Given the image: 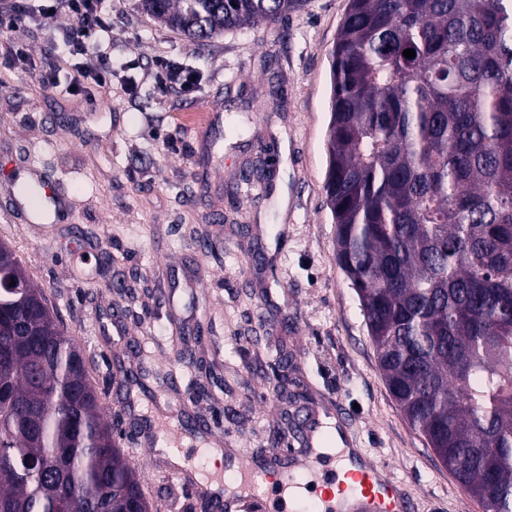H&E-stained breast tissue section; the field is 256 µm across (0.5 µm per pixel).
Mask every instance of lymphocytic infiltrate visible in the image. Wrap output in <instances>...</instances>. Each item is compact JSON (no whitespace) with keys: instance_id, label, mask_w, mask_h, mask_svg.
Segmentation results:
<instances>
[{"instance_id":"lymphocytic-infiltrate-1","label":"lymphocytic infiltrate","mask_w":512,"mask_h":512,"mask_svg":"<svg viewBox=\"0 0 512 512\" xmlns=\"http://www.w3.org/2000/svg\"><path fill=\"white\" fill-rule=\"evenodd\" d=\"M106 0H7L0 8V28L20 29L41 25L48 14L68 17L69 23L47 35V61L36 65L23 41L6 44L0 62L22 71H37L42 86L49 91L66 88L68 93H91L111 85L114 71L110 55L103 52V42L112 39V16ZM67 67L68 81L60 83L58 67ZM159 93L191 90L196 81L183 63L159 57L149 73Z\"/></svg>"}]
</instances>
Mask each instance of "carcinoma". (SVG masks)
Wrapping results in <instances>:
<instances>
[{
    "instance_id": "obj_1",
    "label": "carcinoma",
    "mask_w": 512,
    "mask_h": 512,
    "mask_svg": "<svg viewBox=\"0 0 512 512\" xmlns=\"http://www.w3.org/2000/svg\"><path fill=\"white\" fill-rule=\"evenodd\" d=\"M306 0H144L201 45ZM406 49L415 57H404ZM326 203L388 390L483 512H512V0H349ZM0 512H151L65 334L0 244Z\"/></svg>"
}]
</instances>
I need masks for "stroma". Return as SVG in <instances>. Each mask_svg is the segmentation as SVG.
Wrapping results in <instances>:
<instances>
[{
    "instance_id": "stroma-1",
    "label": "stroma",
    "mask_w": 512,
    "mask_h": 512,
    "mask_svg": "<svg viewBox=\"0 0 512 512\" xmlns=\"http://www.w3.org/2000/svg\"><path fill=\"white\" fill-rule=\"evenodd\" d=\"M349 0H308L283 21L190 44L109 0L119 70L95 103L0 66V188L23 164L54 180L67 224L0 209V244L40 286L87 361L116 444L152 512H201L179 467L137 446L147 410L198 474L224 451L300 446L304 421L344 415L350 445L401 481L410 512H483L390 395L358 296L336 256L324 191L331 51ZM196 72L160 94L158 56ZM138 80L136 96L124 77Z\"/></svg>"
}]
</instances>
